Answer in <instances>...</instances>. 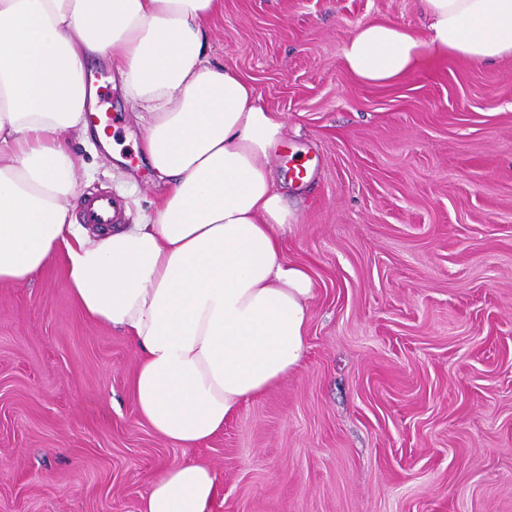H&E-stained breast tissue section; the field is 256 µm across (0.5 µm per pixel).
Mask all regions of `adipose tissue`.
Instances as JSON below:
<instances>
[{"instance_id":"1","label":"adipose tissue","mask_w":512,"mask_h":512,"mask_svg":"<svg viewBox=\"0 0 512 512\" xmlns=\"http://www.w3.org/2000/svg\"><path fill=\"white\" fill-rule=\"evenodd\" d=\"M425 35L374 21L343 48L358 81L386 85L451 55L512 56V0H420ZM223 0H0V284L63 261L81 312L138 350V414L195 448L303 361L315 294L286 255L295 214L273 178L286 127L240 73L209 54ZM116 72L164 191L140 223L76 224L73 142L111 150L90 125L94 65ZM216 475L174 464L142 512H208Z\"/></svg>"}]
</instances>
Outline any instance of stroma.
<instances>
[{
  "label": "stroma",
  "instance_id": "stroma-1",
  "mask_svg": "<svg viewBox=\"0 0 512 512\" xmlns=\"http://www.w3.org/2000/svg\"><path fill=\"white\" fill-rule=\"evenodd\" d=\"M380 20L426 27L420 0H224L208 23L213 58L286 118V254L315 282L302 364L183 448L139 418L137 351L82 315L62 263L1 284L0 512H140L191 461L215 471L210 512H512V57L364 84L343 47ZM95 77L120 157L80 146L78 191L134 224L162 188L111 68Z\"/></svg>",
  "mask_w": 512,
  "mask_h": 512
}]
</instances>
